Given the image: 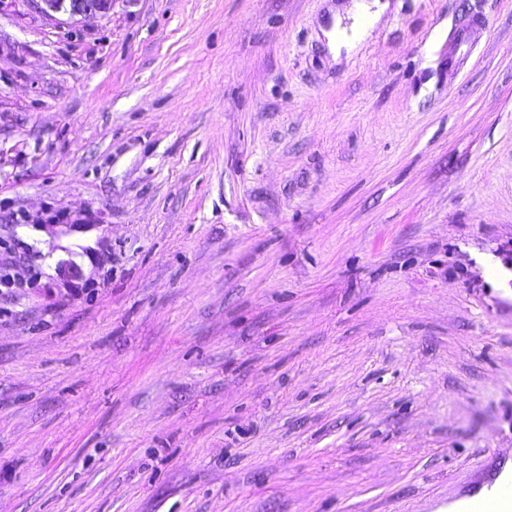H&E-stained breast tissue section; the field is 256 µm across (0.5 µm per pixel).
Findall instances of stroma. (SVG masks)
<instances>
[{
	"label": "stroma",
	"mask_w": 512,
	"mask_h": 512,
	"mask_svg": "<svg viewBox=\"0 0 512 512\" xmlns=\"http://www.w3.org/2000/svg\"><path fill=\"white\" fill-rule=\"evenodd\" d=\"M351 3L0 0V512L512 472V0ZM45 12H69L71 15L86 13L106 14L112 8V0H38ZM68 2V4H66ZM355 9L352 12V17L355 19L354 24V34L351 37H348L344 33V29H340V19L337 20L335 25L333 26V29L330 32L325 33L328 38V44L330 46V49L332 52L336 54V56L339 55L340 50L343 47L351 48L354 46V42L361 38L364 34H366V30H358L360 25V20L363 15L370 14L369 13V6L362 3H355Z\"/></svg>",
	"instance_id": "obj_1"
}]
</instances>
